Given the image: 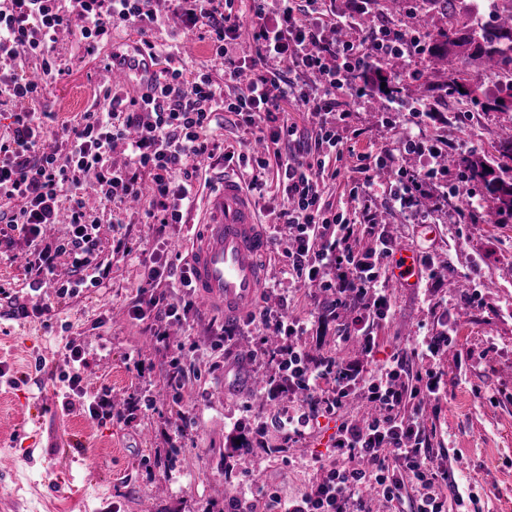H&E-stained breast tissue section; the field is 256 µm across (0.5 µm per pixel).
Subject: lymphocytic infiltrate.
I'll return each instance as SVG.
<instances>
[{
	"label": "lymphocytic infiltrate",
	"instance_id": "obj_1",
	"mask_svg": "<svg viewBox=\"0 0 512 512\" xmlns=\"http://www.w3.org/2000/svg\"><path fill=\"white\" fill-rule=\"evenodd\" d=\"M169 2L168 14L161 15L152 9L151 0H72L69 11L62 10L60 0H0V104L14 106L9 125L0 134V198L20 203L18 209L0 211V223L8 229L0 242L10 243L16 234L32 247L31 291H39L44 279L57 275L62 265L67 268V280L61 295L73 297L83 288L100 286L108 271L96 260L99 226L84 205L85 178L94 176L100 200L118 207L138 200L143 186H150L149 223H182L200 201L199 170L217 149L213 136L231 114L240 117L246 128L265 130L272 141H285L287 150L278 155L277 166L286 197V220L271 227L270 233L291 241L289 275L318 288L326 311L337 314L351 308L353 333L363 352L373 353L374 331L391 316L384 284L392 249L371 212L372 197L384 192L393 208L422 223L427 214L418 202L427 185L447 176L445 195L450 198L457 196L468 177L444 166L440 147L421 136L403 135L398 149L428 153L434 164L423 172L395 168V151L356 152L346 135L351 111L340 100L362 97L365 87L360 75L388 57L419 58L426 51L424 37L382 25L356 41H329L325 28L340 29L349 19L326 13L324 0H275L270 11L266 0H253L259 24L252 37L258 56L240 62L235 0ZM169 23L202 28L214 60L224 66L223 79L202 66L191 88H184L174 46L153 47V57L163 58L165 66L145 92L133 96L123 89L106 91L105 108L83 113L62 134L60 147L46 151V115L26 108L25 103L42 94L45 80L63 73L50 53L58 31L79 27L85 53L92 56L114 27L131 24L145 34ZM21 46L40 57L44 81L18 72ZM285 59L292 64L286 71L278 66ZM285 103L318 115V126L307 130L279 120ZM119 141L127 144L129 162L117 168L110 154ZM347 153L355 154L357 160V176L349 190L358 206L353 218L322 203L326 180L337 176L330 163ZM389 167L394 170L393 180L378 187L371 170ZM63 209L68 212V231L46 239L45 226L57 223ZM363 233L372 244L360 249L356 241ZM142 264L144 283L129 316L149 322L156 341L163 343L167 340L164 322L180 320L187 303L169 289L172 264L150 257ZM326 268L335 270L334 279L321 278ZM248 323L281 339L271 357L279 375L269 383V396L279 397L289 389L300 395L305 406L302 412L276 419L277 428L288 436L301 435L318 414L339 415L358 384L366 386L374 411L363 420L342 419L337 427L336 453L352 458V465H329L322 480L301 497L285 500L275 492L243 495L230 500L228 512H257L261 505L268 512H366V491H374L390 506L403 499L410 485L417 491L416 512H448L443 492L448 474L434 465L430 437L419 414L444 389L442 373L430 368L429 362L441 347L451 345L455 333L451 322H442L438 335L415 347L425 370H414L407 358L395 354L371 372L334 357L310 359L300 346L304 322L289 320L286 313L259 304Z\"/></svg>",
	"mask_w": 512,
	"mask_h": 512
}]
</instances>
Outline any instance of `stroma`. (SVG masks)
Instances as JSON below:
<instances>
[{
    "label": "stroma",
    "mask_w": 512,
    "mask_h": 512,
    "mask_svg": "<svg viewBox=\"0 0 512 512\" xmlns=\"http://www.w3.org/2000/svg\"><path fill=\"white\" fill-rule=\"evenodd\" d=\"M402 4L395 14L385 0H370L366 13L343 29V39H358L380 23L412 20L422 33L437 29L439 15L431 7L416 11L412 0ZM55 51L65 72L33 106L52 113L51 129L58 136L81 113L102 107L103 92L111 86L103 62L112 45L102 43L95 56H87L78 31L65 29ZM461 70L472 78L468 122L459 124L452 110L436 109L426 132L464 163L495 154L500 140L512 133V112L491 109L499 91L482 79L478 64L441 62L434 74L403 80L401 97L433 105L434 83ZM386 105L373 89L355 104L350 128L359 148H395L401 128L384 123ZM253 140L226 119L209 176L232 171L224 153H245ZM85 202L100 225L97 260L111 267L99 287L63 297L50 277L34 297L27 287L25 240L16 238L15 260L0 258L6 291L27 306L51 308L49 315L16 320L7 315V300L0 299V512H58L61 504L68 512H225L247 483L284 498L307 492L321 475L320 464L332 459L336 421L318 419L294 440L273 428L274 403L262 381L274 376L275 368L260 363L255 332L224 345L223 313L193 305L185 321L169 327L190 377L179 392L168 384L172 354L159 349L144 324L128 315L143 279L141 251L169 261L186 253V228L196 223L197 213L182 226L145 223L139 210L124 213L131 253L122 257L110 247L111 204L100 201L91 186ZM372 208L393 250L428 255L436 270L435 276H422L419 287L390 288L393 315L377 330L378 359L410 353L417 337L439 329L445 313L455 318L456 342L437 360L445 392L425 411L434 463L448 472V512H512V223H467L454 202L432 211L423 224L409 223L381 195ZM286 248L283 240L272 247L268 273L279 289L263 291L261 303L287 307L289 316L307 320L302 345L310 356L360 360L357 346L342 339L338 320L311 318L310 288L283 273ZM473 277L485 285L479 307L463 302ZM71 342L84 348L86 364L84 395L67 411L61 374ZM100 396L111 400L112 413L90 417L85 405ZM243 418L259 437L240 458L232 449L230 424Z\"/></svg>",
    "instance_id": "1"
}]
</instances>
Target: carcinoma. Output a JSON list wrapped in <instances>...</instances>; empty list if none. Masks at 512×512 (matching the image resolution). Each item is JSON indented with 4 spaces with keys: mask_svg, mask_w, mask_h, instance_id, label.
<instances>
[{
    "mask_svg": "<svg viewBox=\"0 0 512 512\" xmlns=\"http://www.w3.org/2000/svg\"><path fill=\"white\" fill-rule=\"evenodd\" d=\"M512 43V9L497 15L494 23L450 24L433 35L427 47L429 64L449 57L479 61L484 72L499 68L503 42ZM491 163L482 158L468 161L469 178L482 184L493 204L490 222L504 224L512 220V178L505 180L493 175Z\"/></svg>",
    "mask_w": 512,
    "mask_h": 512,
    "instance_id": "carcinoma-1",
    "label": "carcinoma"
}]
</instances>
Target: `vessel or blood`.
Listing matches in <instances>:
<instances>
[{"mask_svg": "<svg viewBox=\"0 0 512 512\" xmlns=\"http://www.w3.org/2000/svg\"><path fill=\"white\" fill-rule=\"evenodd\" d=\"M153 72L146 50L135 44L128 49L124 65L111 69L110 75L116 83L144 86ZM202 222L204 237L193 243L190 253L192 288L202 305L222 308L226 318H239L257 303L266 276L260 259L271 248L241 179L224 176L220 187L205 196ZM388 266L394 287H418L421 261L417 253H394Z\"/></svg>", "mask_w": 512, "mask_h": 512, "instance_id": "obj_1", "label": "vessel or blood"}]
</instances>
